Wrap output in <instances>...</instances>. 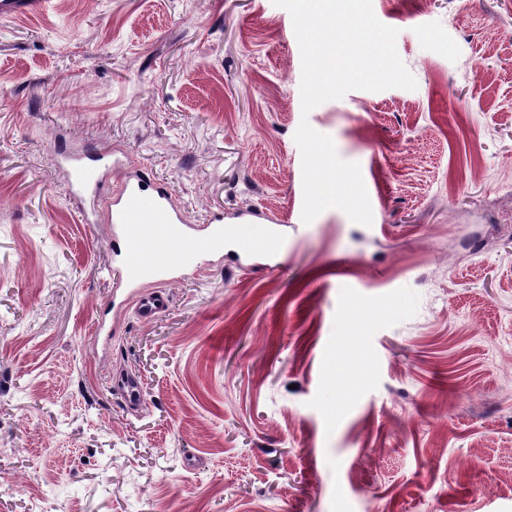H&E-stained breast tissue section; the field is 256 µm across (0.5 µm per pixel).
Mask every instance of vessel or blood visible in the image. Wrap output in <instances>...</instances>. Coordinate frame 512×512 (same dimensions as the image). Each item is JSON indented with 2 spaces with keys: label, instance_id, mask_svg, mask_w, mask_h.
I'll use <instances>...</instances> for the list:
<instances>
[{
  "label": "vessel or blood",
  "instance_id": "vessel-or-blood-1",
  "mask_svg": "<svg viewBox=\"0 0 512 512\" xmlns=\"http://www.w3.org/2000/svg\"><path fill=\"white\" fill-rule=\"evenodd\" d=\"M73 187L103 204L115 234L114 251L121 260L118 280L129 291L138 316L153 319L168 308L164 284L193 268L198 256L232 242L258 262L272 255V234L248 236L224 225L223 211L211 213L206 224L188 223L171 192L145 171L126 168L119 184L108 173L115 160L92 154L61 153Z\"/></svg>",
  "mask_w": 512,
  "mask_h": 512
}]
</instances>
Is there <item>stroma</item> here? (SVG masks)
I'll return each instance as SVG.
<instances>
[{
  "label": "stroma",
  "instance_id": "stroma-1",
  "mask_svg": "<svg viewBox=\"0 0 512 512\" xmlns=\"http://www.w3.org/2000/svg\"><path fill=\"white\" fill-rule=\"evenodd\" d=\"M372 5L416 89L307 114L272 0L0 17V512H512V0ZM304 120L371 225L303 223ZM119 148L190 223L276 219L274 257L137 318L57 155Z\"/></svg>",
  "mask_w": 512,
  "mask_h": 512
}]
</instances>
